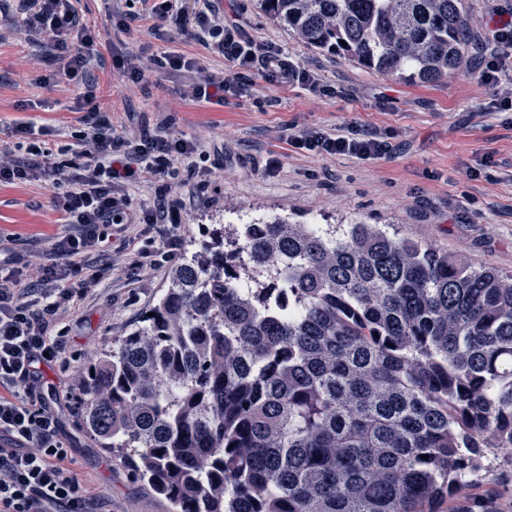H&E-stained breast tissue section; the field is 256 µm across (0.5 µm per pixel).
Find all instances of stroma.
Instances as JSON below:
<instances>
[{"mask_svg":"<svg viewBox=\"0 0 512 512\" xmlns=\"http://www.w3.org/2000/svg\"><path fill=\"white\" fill-rule=\"evenodd\" d=\"M235 9L245 36L281 46L315 72L331 92L317 95L298 86L264 80L234 82V71L171 22L155 18L141 0H79L84 25L95 33L100 56L89 66L97 101L110 112L116 134L133 138L160 119L173 120L175 133L196 136L210 155L212 174L197 197L186 187L178 232L182 245L200 246L207 233L248 214L296 224H387L392 232L463 255L473 266L512 274V112L494 107V91L468 71L433 83L366 69L320 51L268 18L260 0H217ZM16 4L0 0V152L13 150L15 124L34 121L52 134V150L75 148L80 130L72 99L41 84L58 61L40 43L13 30ZM134 12L129 30L107 24L108 15ZM137 55L149 65L153 55L177 51L195 59L191 70L151 74L147 84L122 81L112 69L113 50ZM228 79L223 105L195 103L189 88L205 79ZM333 130L366 125L390 132L380 159L311 155L289 146L290 124ZM280 171L264 173L270 157ZM56 190L44 181L0 184V236L27 276L48 263L55 237L65 230L55 206ZM112 256L102 259V278L74 316L66 318L63 362L45 369L63 409V430L74 445L71 465L86 491L105 512H170L121 459L105 456L86 430L77 400L85 362L126 336L164 294L171 263L153 270L134 268L113 236ZM480 494L492 512L512 499V470L491 461L465 479L458 504Z\"/></svg>","mask_w":512,"mask_h":512,"instance_id":"1","label":"stroma"}]
</instances>
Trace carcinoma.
Instances as JSON below:
<instances>
[{
	"mask_svg": "<svg viewBox=\"0 0 512 512\" xmlns=\"http://www.w3.org/2000/svg\"><path fill=\"white\" fill-rule=\"evenodd\" d=\"M260 2L370 70L465 69L463 0ZM151 312L84 366L82 407L171 512H450L489 452L512 466V276L494 267L276 217L212 230Z\"/></svg>",
	"mask_w": 512,
	"mask_h": 512,
	"instance_id": "1",
	"label": "carcinoma"
}]
</instances>
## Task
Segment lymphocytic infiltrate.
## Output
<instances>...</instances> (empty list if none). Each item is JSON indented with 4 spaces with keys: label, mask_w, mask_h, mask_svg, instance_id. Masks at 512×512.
I'll use <instances>...</instances> for the list:
<instances>
[{
    "label": "lymphocytic infiltrate",
    "mask_w": 512,
    "mask_h": 512,
    "mask_svg": "<svg viewBox=\"0 0 512 512\" xmlns=\"http://www.w3.org/2000/svg\"><path fill=\"white\" fill-rule=\"evenodd\" d=\"M194 10H187V2ZM29 36H49L51 54L62 63L61 77L48 84L60 95H76L82 128V162L55 158L36 139L33 123L16 124L13 132L26 144L27 159L0 160V183L51 178L58 189L57 205L68 228L53 242L51 263L36 277H25L14 259L0 261V512H94L95 501L69 465L70 445L63 437L55 397L44 390L45 367L58 362L65 338L55 327L75 313L101 276L93 253L108 252L106 228L130 224L178 227L182 198L159 200L151 210H136L125 193L130 182L149 176L166 181L179 167L200 179L196 138L172 131L170 118L136 139L112 132V120L96 103V86L86 78L96 57L95 38L80 28L73 0H18ZM154 14L171 19L211 53L232 67L279 85H301L320 94L329 88L280 46L255 42L241 25L217 17L213 0H154ZM81 30L79 47L67 37ZM480 81L496 90V106L512 111V7L501 10L485 33L475 58ZM184 55L164 51L143 66L136 55H116L112 67L134 84L147 80L148 69L192 67ZM386 133L352 127L328 132L320 128L289 127L287 141L297 150L318 156L376 159L386 152Z\"/></svg>",
    "instance_id": "lymphocytic-infiltrate-1"
}]
</instances>
